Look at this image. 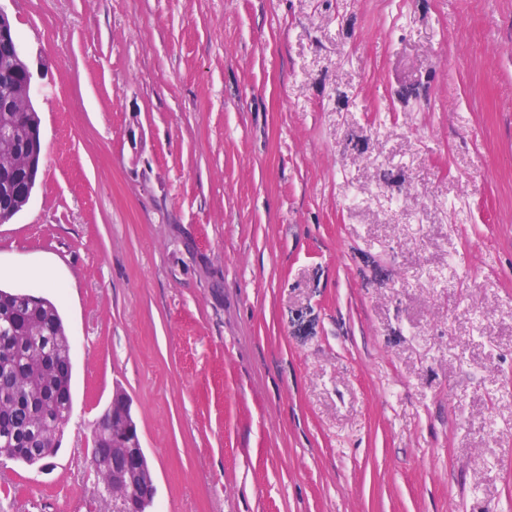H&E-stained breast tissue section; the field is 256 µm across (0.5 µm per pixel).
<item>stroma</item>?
I'll return each instance as SVG.
<instances>
[{"label": "stroma", "instance_id": "obj_1", "mask_svg": "<svg viewBox=\"0 0 512 512\" xmlns=\"http://www.w3.org/2000/svg\"><path fill=\"white\" fill-rule=\"evenodd\" d=\"M0 7L44 147L0 286L73 344L61 446L0 462V512H112L118 389L155 512H512V0Z\"/></svg>", "mask_w": 512, "mask_h": 512}]
</instances>
